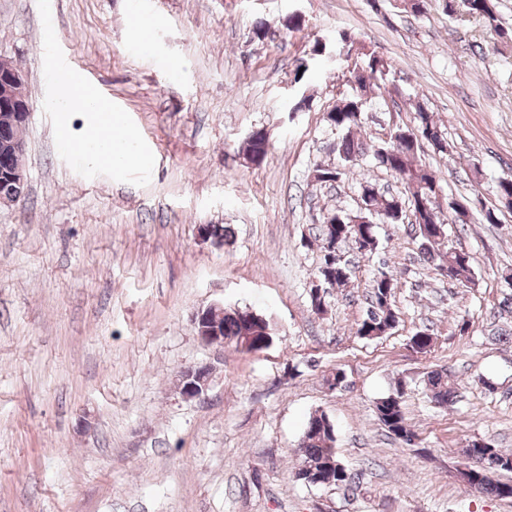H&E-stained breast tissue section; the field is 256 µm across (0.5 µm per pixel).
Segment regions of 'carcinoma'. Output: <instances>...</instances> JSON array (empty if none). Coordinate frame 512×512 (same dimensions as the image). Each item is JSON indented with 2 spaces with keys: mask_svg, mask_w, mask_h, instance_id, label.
<instances>
[{
  "mask_svg": "<svg viewBox=\"0 0 512 512\" xmlns=\"http://www.w3.org/2000/svg\"><path fill=\"white\" fill-rule=\"evenodd\" d=\"M449 13L483 21L487 26L499 28L496 0H445ZM354 40L341 31L336 38L328 41L316 40L312 48L313 58H322L336 53V59L350 56ZM391 73V64L382 56L370 50L361 52V64L349 70L347 82L355 85V90L338 98L335 106L327 113L326 121L342 132L338 145V161L317 163L313 168L314 181L328 185L339 179L345 168L355 165L365 155H370L374 166L400 179L407 186L411 214L418 220L419 249L431 260L438 262L440 270L448 281L463 286L471 282L470 256L464 251L442 254L436 251L438 241L446 234L449 224L467 223V215L458 209L443 214L439 204L442 189L433 172L417 163L418 151L427 144L438 153L448 152L445 133L434 116L422 105H416V125L412 128L396 126L390 129L387 139L378 144H369L360 137L362 119L369 94L384 87ZM25 127L0 122V197L10 200L20 199L26 182L11 178V172L19 164V158L11 152V140L16 134H24ZM269 140L263 129H256L244 142L243 153L252 155L256 163L267 157ZM497 197L500 207L486 208L482 219L488 224L499 223L500 208L512 210V178H503L497 184ZM373 210L366 211V221L355 223L351 215L342 210L332 209L336 223L320 228L315 238L321 252V262L316 276L321 281L322 293L332 288H342L351 280L352 270L345 260L329 263L327 255L332 246L349 242L357 250L371 252L377 248L376 228L379 224H402L405 211L396 207V198L374 188L371 198ZM396 283L385 267L381 266L374 274L371 283L365 315L356 327V335L366 339H376L388 334L398 323L399 313L394 304ZM217 327L224 338L235 340L241 336H255L258 340L271 344L273 334L270 322L252 316L246 322L240 311H224V317L217 321ZM412 349L420 354L430 352L435 345V337L424 328L416 331L410 339ZM426 388L431 400L445 407L456 398V390L448 382V375L442 371H432L427 375ZM403 386H398L390 394L380 398L375 405L376 415L381 425L394 437L408 443L413 432L408 428L402 409ZM334 426L323 413L308 419L298 448L299 465L318 473L322 482L333 481L335 485L350 487L355 484L356 475L350 473L337 457L334 448ZM474 467L483 473L477 485L482 492L492 493L500 498L512 499L507 493L509 483L492 479L496 471L512 472V453H503L495 448L491 453L477 447L465 448Z\"/></svg>",
  "mask_w": 512,
  "mask_h": 512,
  "instance_id": "1",
  "label": "carcinoma"
}]
</instances>
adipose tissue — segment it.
Wrapping results in <instances>:
<instances>
[{
	"label": "adipose tissue",
	"mask_w": 512,
	"mask_h": 512,
	"mask_svg": "<svg viewBox=\"0 0 512 512\" xmlns=\"http://www.w3.org/2000/svg\"><path fill=\"white\" fill-rule=\"evenodd\" d=\"M56 110L64 133L70 130L72 116L81 118V130L72 143L88 165L118 170L131 164H150V155L125 130L122 116L77 72H60Z\"/></svg>",
	"instance_id": "obj_1"
}]
</instances>
